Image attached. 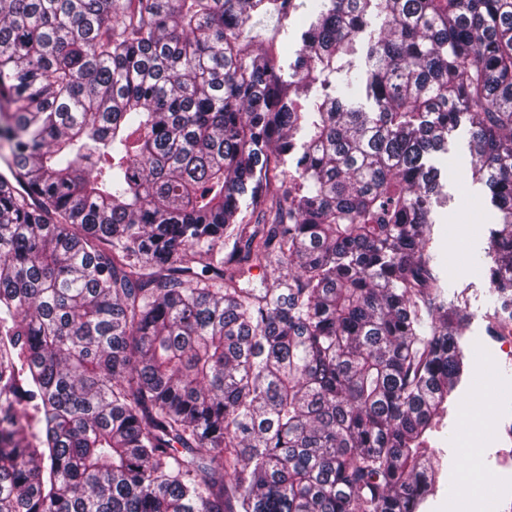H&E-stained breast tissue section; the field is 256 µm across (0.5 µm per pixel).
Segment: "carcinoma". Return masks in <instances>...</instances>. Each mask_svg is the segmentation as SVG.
Masks as SVG:
<instances>
[{"label":"carcinoma","instance_id":"carcinoma-1","mask_svg":"<svg viewBox=\"0 0 512 512\" xmlns=\"http://www.w3.org/2000/svg\"><path fill=\"white\" fill-rule=\"evenodd\" d=\"M464 121L512 319V0H0V512H418ZM306 10L301 11L298 18L292 17L289 21L278 22L276 17L265 19L263 23L255 27H247L243 36L252 41L256 48L265 49L271 45L278 47L288 42L289 45H297L300 34L305 27L308 16Z\"/></svg>","mask_w":512,"mask_h":512}]
</instances>
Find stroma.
Returning <instances> with one entry per match:
<instances>
[{
  "instance_id": "obj_1",
  "label": "stroma",
  "mask_w": 512,
  "mask_h": 512,
  "mask_svg": "<svg viewBox=\"0 0 512 512\" xmlns=\"http://www.w3.org/2000/svg\"><path fill=\"white\" fill-rule=\"evenodd\" d=\"M307 21L304 14L286 22L268 18L260 25L246 28L244 36L261 49L283 43L295 45ZM468 138V129L463 126L448 140L450 154L455 159L454 165L444 170L448 201L430 215L433 235L427 246L436 257L435 268L446 294H460L467 300V326L462 343L468 367L445 419L448 441L442 450L448 460L443 470L447 476L460 475L468 462L466 450L457 442L461 429L458 410L465 407L488 420L499 412L512 411V401L508 399L497 409L486 403L499 382L512 383V367H502L497 373L492 370V359L500 355L501 348L495 326L485 317L490 304L487 273L476 264L475 257L485 247L497 216L490 206L488 193L472 184L468 176L467 156L463 152Z\"/></svg>"
}]
</instances>
